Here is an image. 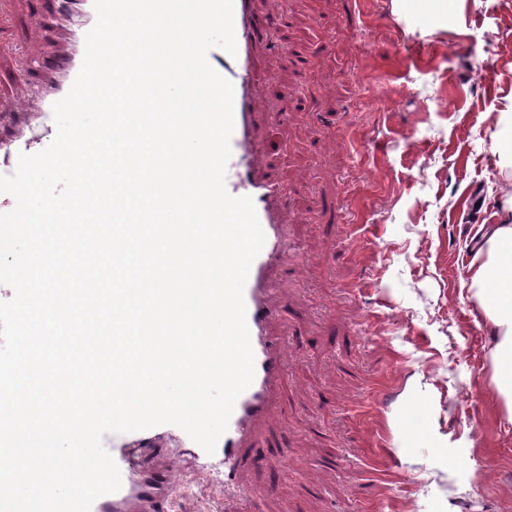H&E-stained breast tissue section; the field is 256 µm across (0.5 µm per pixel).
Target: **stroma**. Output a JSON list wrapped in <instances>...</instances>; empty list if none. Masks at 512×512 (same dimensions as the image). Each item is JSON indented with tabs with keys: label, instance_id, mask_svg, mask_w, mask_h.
Listing matches in <instances>:
<instances>
[{
	"label": "stroma",
	"instance_id": "stroma-1",
	"mask_svg": "<svg viewBox=\"0 0 512 512\" xmlns=\"http://www.w3.org/2000/svg\"><path fill=\"white\" fill-rule=\"evenodd\" d=\"M39 0H0V109L15 51L42 55ZM266 170L296 251L273 333L288 335L276 416L257 427L245 512H512V415L492 327L463 281L481 226L511 213L512 0H255ZM417 34L415 67L405 35ZM490 63L496 93L477 73ZM210 512L211 471L183 458Z\"/></svg>",
	"mask_w": 512,
	"mask_h": 512
}]
</instances>
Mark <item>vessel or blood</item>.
Returning a JSON list of instances; mask_svg holds the SVG:
<instances>
[{
	"label": "vessel or blood",
	"mask_w": 512,
	"mask_h": 512,
	"mask_svg": "<svg viewBox=\"0 0 512 512\" xmlns=\"http://www.w3.org/2000/svg\"><path fill=\"white\" fill-rule=\"evenodd\" d=\"M52 10L38 12L35 20L48 28L66 27L70 54L56 58L58 83L32 98L26 80H18L14 109L0 113V175L14 173L18 156L45 149L56 136L52 106L71 88L85 54V35L96 22L93 0H51ZM237 52L220 48L208 53L210 65L230 81L234 89V128L231 157L226 168L230 194L251 197L265 234V244L253 261L244 301L254 354V379L238 398L228 429L214 454H207L180 428L159 425L147 430L109 433L104 446L121 473L116 492L99 497L91 512H165L182 497L181 457L190 452L198 464L218 475L219 488L241 491L239 471L247 460L257 425L274 411L287 361L288 339L268 333L279 312L276 297L279 269L288 264L292 250L285 234L284 191L280 184L262 176L265 151L254 132L257 113L265 111L255 84V44L272 38L273 29L255 17L251 0H234Z\"/></svg>",
	"instance_id": "obj_1"
}]
</instances>
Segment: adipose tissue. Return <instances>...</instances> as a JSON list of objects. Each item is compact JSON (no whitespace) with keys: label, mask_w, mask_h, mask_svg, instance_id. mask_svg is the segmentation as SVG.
<instances>
[{"label":"adipose tissue","mask_w":512,"mask_h":512,"mask_svg":"<svg viewBox=\"0 0 512 512\" xmlns=\"http://www.w3.org/2000/svg\"><path fill=\"white\" fill-rule=\"evenodd\" d=\"M466 286L492 324L496 338L497 394L512 412V222L495 224L481 236Z\"/></svg>","instance_id":"1"}]
</instances>
